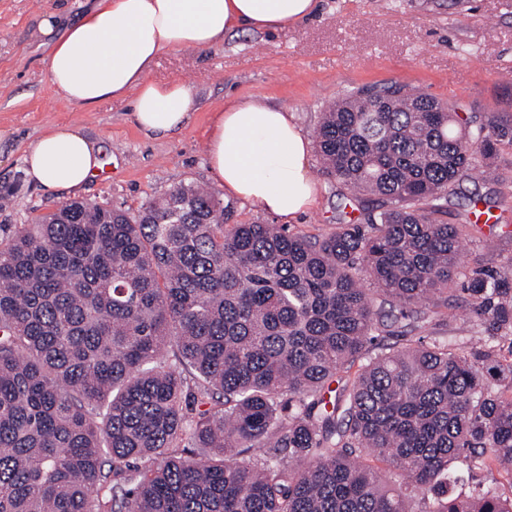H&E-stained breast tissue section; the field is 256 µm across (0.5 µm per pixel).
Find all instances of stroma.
Returning <instances> with one entry per match:
<instances>
[{
  "mask_svg": "<svg viewBox=\"0 0 512 512\" xmlns=\"http://www.w3.org/2000/svg\"><path fill=\"white\" fill-rule=\"evenodd\" d=\"M94 0H0V236L32 224L71 200L129 212L179 183L218 192L206 156V130L231 100H259L293 112L314 138L328 104L365 86L397 84L425 91L467 116H512V0H319L309 20L274 32L237 30L222 45L161 55L150 77L190 84L198 109L192 121L166 137H146L132 119L130 98H110L90 110L60 99L43 60L52 39L45 15L79 21ZM83 127L106 162L84 188L45 192L26 174L28 144L49 125ZM500 180L473 174L443 203L444 222L460 224L480 203L497 224L471 229L461 265L512 258V151L502 154ZM315 207L289 224L293 233L334 231L348 190L313 170ZM442 335L468 352L473 315L465 300L442 312Z\"/></svg>",
  "mask_w": 512,
  "mask_h": 512,
  "instance_id": "1",
  "label": "stroma"
}]
</instances>
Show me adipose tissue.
<instances>
[{
  "label": "adipose tissue",
  "mask_w": 512,
  "mask_h": 512,
  "mask_svg": "<svg viewBox=\"0 0 512 512\" xmlns=\"http://www.w3.org/2000/svg\"><path fill=\"white\" fill-rule=\"evenodd\" d=\"M316 7L317 0H96L57 36L44 67L61 99L91 108L131 97L136 126L166 136L186 126L197 102L181 80L150 79L157 57L215 47L238 28L294 25ZM310 151L291 112L254 100L226 103L206 133L207 160L225 196L286 222L316 203ZM25 162L28 176L49 192L79 190L102 169L99 147L75 123L44 130Z\"/></svg>",
  "instance_id": "adipose-tissue-1"
}]
</instances>
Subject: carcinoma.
<instances>
[{"mask_svg":"<svg viewBox=\"0 0 512 512\" xmlns=\"http://www.w3.org/2000/svg\"><path fill=\"white\" fill-rule=\"evenodd\" d=\"M316 148L360 211L329 235L232 224L179 183L134 216L71 201L0 239V512H512L455 479L512 477V395L486 376H512L488 346L512 336V259L460 279L471 219H438L472 171L499 179L512 118L361 89ZM456 286L469 354L413 344ZM463 483L459 487L468 489L476 484L497 487L498 490L504 495H511L510 480L499 473L494 467H483L480 469H473L469 472H463Z\"/></svg>","mask_w":512,"mask_h":512,"instance_id":"obj_1","label":"carcinoma"}]
</instances>
